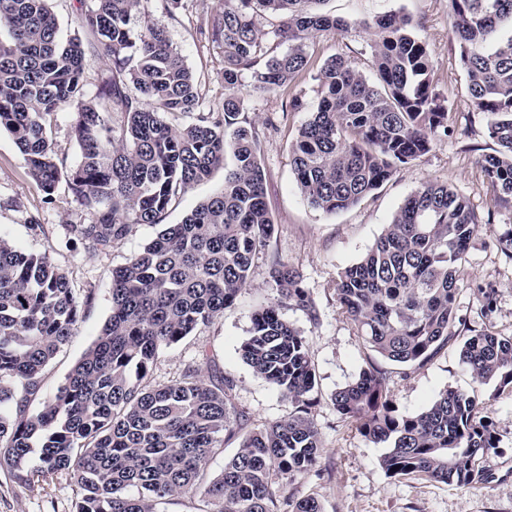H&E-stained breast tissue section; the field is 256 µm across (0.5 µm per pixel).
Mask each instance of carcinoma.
<instances>
[{
  "label": "carcinoma",
  "mask_w": 512,
  "mask_h": 512,
  "mask_svg": "<svg viewBox=\"0 0 512 512\" xmlns=\"http://www.w3.org/2000/svg\"><path fill=\"white\" fill-rule=\"evenodd\" d=\"M323 0H224L214 24L224 48V108L200 112L195 78L164 28L138 25L183 0H93L78 27L110 64L89 93L80 39L62 41L48 0H0V130L8 131L45 198L65 182L92 218L69 225L88 253L107 251L135 224L160 226L138 253L112 270V310L100 334L36 412L45 367L67 344L92 302L78 296L48 256L24 253L0 237V468L20 485L65 478L76 488L72 512H162L175 497L198 498L199 512H322L313 496L284 495V481L315 471L323 448L312 416L314 364L305 337L280 313L284 303L317 313L299 270L272 260L276 298L252 315L241 356L288 399V414L247 430L233 381L211 372L214 356L167 383L147 386L159 353L213 323L249 286L254 258L276 225L264 196L255 122L239 78L252 92L279 95L293 111L304 102L290 86L311 65L309 41L348 29L320 12ZM468 92L497 150L480 168L497 205L512 206V0H450ZM275 17L267 28L262 19ZM363 25L373 36L367 79L341 55L319 68L318 101L290 152L297 186L327 214L349 209L407 164L430 152L448 127V98L432 78L427 46L410 21L385 14ZM288 44V49L277 48ZM135 93H130V90ZM74 109L79 152L65 166L51 148L55 115ZM191 115L176 126L170 117ZM224 168V185L179 224L164 219L186 188ZM482 217L450 184L413 191L371 249L338 272L341 314L363 345L387 362L430 361L465 323L455 307L461 266ZM474 292L484 317L496 310L490 281ZM460 358L473 378L512 390V335L488 328L468 336ZM336 411L361 437L386 445L388 477L476 488L489 479L498 448L492 419L476 397L442 391L419 413L398 412L386 371L369 359L336 390ZM239 446L215 476L207 463L229 441ZM39 465L29 466L32 449Z\"/></svg>",
  "instance_id": "carcinoma-1"
}]
</instances>
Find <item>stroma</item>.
<instances>
[{"instance_id": "35a3bbf8", "label": "stroma", "mask_w": 512, "mask_h": 512, "mask_svg": "<svg viewBox=\"0 0 512 512\" xmlns=\"http://www.w3.org/2000/svg\"><path fill=\"white\" fill-rule=\"evenodd\" d=\"M328 13L350 21L348 31L318 37L315 55L325 60L341 55L362 72H369L372 36L361 20L399 13L409 16L415 33L429 52L434 80L448 98V124L453 136L443 139L427 154L398 168L392 178L358 205L326 214L312 208L295 179L289 147L309 117L308 106L318 98V83L305 76L292 87L305 110H287L282 98L243 89L247 110L259 131L264 168L265 201L276 233L269 247L254 260L252 281L221 318L162 351L150 373L154 383L178 378L197 359L199 345L210 347L225 375L234 383L239 405L254 424L285 416L288 402L280 392L257 378L241 358L240 347L249 334L256 309L271 301L275 291L269 269L281 256L302 273L304 286L316 308L317 321L290 305L283 319L300 329L315 366L318 402L312 410L320 430L323 451L321 476L300 474L287 485L289 497L314 496L323 512H512V392H497L495 382H476L459 355L463 336L452 338L431 362L420 368L389 366V387L399 412L417 413L428 407L444 389L477 395L495 423L499 448L486 458L490 478L477 488L459 487L421 479L390 478L379 466L383 446L366 441L343 421L331 397L357 376L370 356L352 324L338 311L333 283L338 271L358 261L374 244L411 192L430 181L446 182L481 215L483 222L467 254L466 285L456 298L460 316L469 326L512 335V263L498 248V239L512 228V207L497 206L477 163L480 155L494 152L482 114L469 101L459 60V47L451 34L452 12L448 0H326ZM222 10V0H187L175 16L155 12L149 23L165 27L183 54L198 83L203 112L221 111L224 105V52L213 40L212 22ZM90 220L66 185L46 199L30 177L11 136L0 131V236L23 252L50 257L68 275L76 290L93 289L94 301L76 324L63 350L46 367L38 399L53 396L67 373L99 335L111 310L112 270L139 252L157 233L156 226L134 225L130 234L112 249L90 254L77 248L69 225ZM493 282L497 311L493 319L481 314V304L468 283ZM75 487L60 479L28 488L0 469V512H71Z\"/></svg>"}]
</instances>
